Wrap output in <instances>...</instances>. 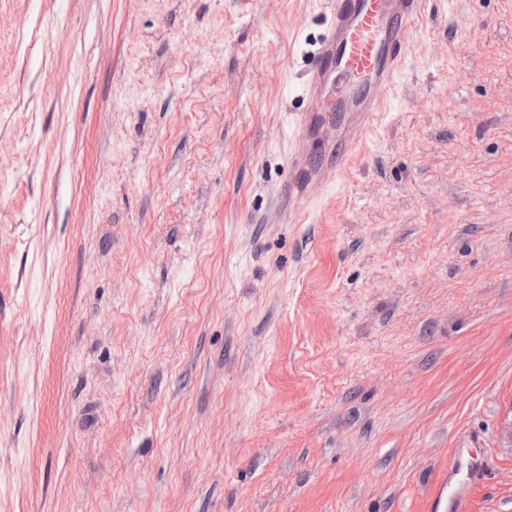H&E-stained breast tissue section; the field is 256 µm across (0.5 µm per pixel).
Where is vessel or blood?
Segmentation results:
<instances>
[{"instance_id": "obj_1", "label": "vessel or blood", "mask_w": 512, "mask_h": 512, "mask_svg": "<svg viewBox=\"0 0 512 512\" xmlns=\"http://www.w3.org/2000/svg\"><path fill=\"white\" fill-rule=\"evenodd\" d=\"M425 0H333L329 28L321 42L310 79L304 88L312 107L302 114L298 138L309 137L316 124L333 112L338 100L361 86L386 90L395 85L406 45L403 34L420 17ZM384 108L383 100L366 96L357 108L356 122L346 130L349 144H357ZM294 179L288 187L289 201H299L306 182L320 176L317 168L294 159ZM482 459L471 449H455L449 470L454 480L439 486L433 501L447 500L450 512H465L467 496L457 473L475 474Z\"/></svg>"}]
</instances>
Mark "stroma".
<instances>
[{
	"label": "stroma",
	"mask_w": 512,
	"mask_h": 512,
	"mask_svg": "<svg viewBox=\"0 0 512 512\" xmlns=\"http://www.w3.org/2000/svg\"><path fill=\"white\" fill-rule=\"evenodd\" d=\"M330 0H0V512H512V0H427L283 191ZM384 108V101L375 98L369 94L362 100L357 108V112L350 115H356V123L346 129V138L349 144L354 148L364 134L372 127L374 122ZM292 166L295 173L293 181L288 186V202H297L296 204L290 205V207L299 212L302 207L299 205L298 201L303 195L305 183L314 177L320 176L322 169L321 167L317 169L305 166L299 156L294 158ZM483 468L482 459L474 454L471 448H456L451 457L449 471L453 475H458L463 469H466V478L479 472ZM446 496L448 509L453 512H464L467 509V496L465 491V482L450 480L442 484L432 496L431 509L434 508L437 501Z\"/></svg>",
	"instance_id": "35a3bbf8"
}]
</instances>
